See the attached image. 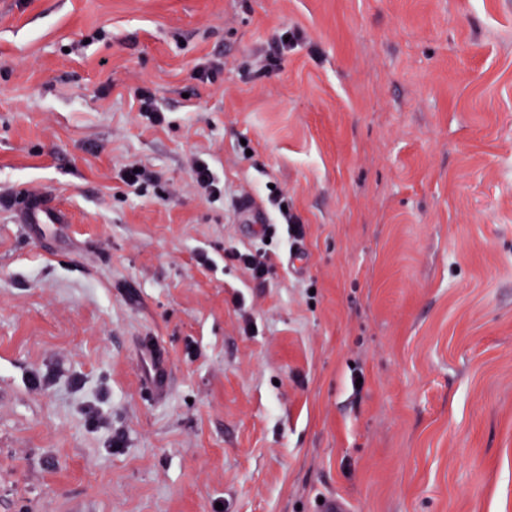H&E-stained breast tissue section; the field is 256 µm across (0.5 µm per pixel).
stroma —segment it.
Here are the masks:
<instances>
[{
	"mask_svg": "<svg viewBox=\"0 0 512 512\" xmlns=\"http://www.w3.org/2000/svg\"><path fill=\"white\" fill-rule=\"evenodd\" d=\"M331 495L512 512V0H0V512ZM196 181L203 194L211 200H217L224 196V188L217 182L209 166L205 163H197ZM134 169H137V172H134ZM131 176H134V179H131ZM125 182L136 191L145 193L149 186L156 183V176L140 165L130 164L125 170ZM270 202L276 208L278 216L282 220L280 223L283 224H269L265 231L264 238L274 234L277 226H280L281 230L285 232L287 238H292L295 243L302 240L304 237L303 224H300L296 217L291 213L290 208L288 207V200L279 193L273 196L270 199ZM282 206H285L286 211H283ZM18 221L30 231L31 224H68L67 213L43 195L30 196L17 213ZM224 259L238 263L250 272L252 279L259 284H264L272 275L274 265L268 252L263 248H256L251 252H241L231 248L224 250Z\"/></svg>",
	"mask_w": 512,
	"mask_h": 512,
	"instance_id": "stroma-1",
	"label": "stroma"
}]
</instances>
